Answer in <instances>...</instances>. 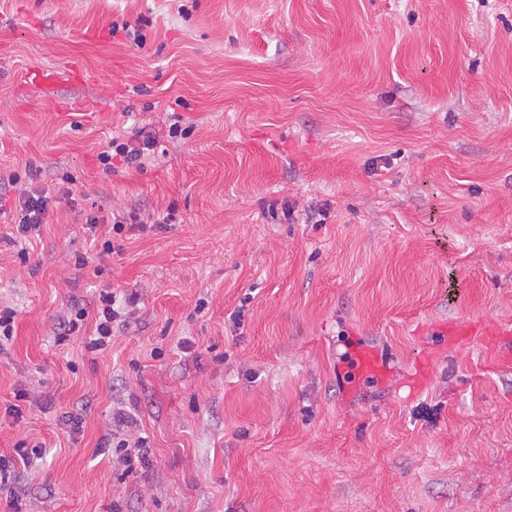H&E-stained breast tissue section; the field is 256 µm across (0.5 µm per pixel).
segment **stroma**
<instances>
[{"label":"stroma","instance_id":"35a3bbf8","mask_svg":"<svg viewBox=\"0 0 512 512\" xmlns=\"http://www.w3.org/2000/svg\"><path fill=\"white\" fill-rule=\"evenodd\" d=\"M73 61L91 80L25 81ZM173 114L142 169L99 163ZM24 188L50 207L18 246L0 212V454L45 451L0 512H512V360L443 332L512 322V0H0ZM105 287L138 300L92 352ZM116 429H112V447L122 453V459L125 464V472H136L139 469L146 468L150 465V445L147 437L135 436L131 432L129 434L121 433L125 427H129L125 417L119 415L116 417Z\"/></svg>","mask_w":512,"mask_h":512}]
</instances>
